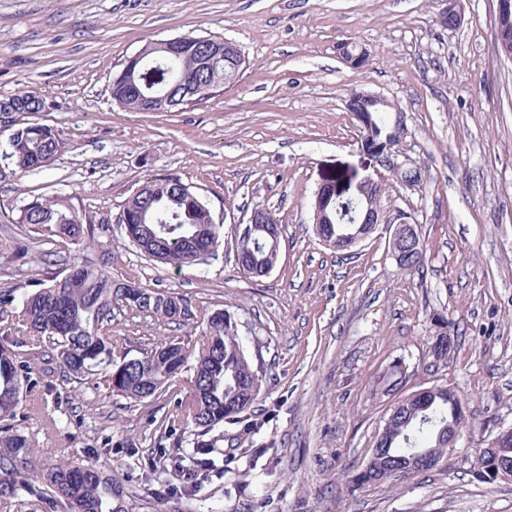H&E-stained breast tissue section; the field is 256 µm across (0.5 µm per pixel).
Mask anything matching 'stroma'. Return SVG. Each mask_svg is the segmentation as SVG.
<instances>
[{"mask_svg":"<svg viewBox=\"0 0 512 512\" xmlns=\"http://www.w3.org/2000/svg\"><path fill=\"white\" fill-rule=\"evenodd\" d=\"M445 0H0V98L25 92L44 111L20 122L50 126L66 149L44 169L0 181V292L69 266V253L29 244L23 199L57 198L83 222L108 225L114 278L179 293L192 320L146 313L112 321L114 354L170 339L195 345V317L234 312L261 339L265 424L248 435L223 425L216 472L186 493L148 486L158 449L147 438L190 391L134 401L101 383L63 377L37 361L13 426L34 445L30 466L84 460L120 479L125 512H512V481L481 483L463 455L512 425V60L494 44L493 0H461L462 24L441 26ZM234 41L246 57L235 83L168 112H137L107 90L116 66L145 44L186 33ZM371 53L354 69L336 46ZM407 114L399 145L421 164L415 189L389 182L387 216L416 222L426 255L404 275L390 230L340 253L312 223L328 176L372 174L348 112L350 89ZM172 174L195 186L223 226L216 256L180 270L145 259L115 219L144 181ZM282 226L279 261L265 277L235 262L236 226L255 203ZM455 348L430 364L433 314ZM403 359L409 389L446 383L463 392L470 426L443 464L396 484L351 487L387 409L375 377Z\"/></svg>","mask_w":512,"mask_h":512,"instance_id":"1","label":"stroma"}]
</instances>
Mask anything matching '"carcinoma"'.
Returning <instances> with one entry per match:
<instances>
[{
	"mask_svg": "<svg viewBox=\"0 0 512 512\" xmlns=\"http://www.w3.org/2000/svg\"><path fill=\"white\" fill-rule=\"evenodd\" d=\"M246 66L240 51L226 50L212 54L200 37L183 35L175 52L153 42L143 46L137 57L124 60L109 78V94L115 102L131 110L150 105L157 112L198 103L205 94L229 85ZM6 101L21 110L41 112L46 102L38 97L17 93ZM402 109L396 105L374 108L371 125L362 128L360 142L399 145L406 133V121H397ZM65 149V142L51 127L33 123L13 124L0 143V159L18 176L46 167ZM331 193L317 192L312 205L321 220L336 234L354 233L366 208L363 192L351 191L336 197V179H330ZM181 179L167 174L145 185L148 191L127 199L123 210L131 215V232L139 253L154 256V261L175 268L197 265L215 255L221 243L222 225L216 223L203 199L189 200L179 186ZM266 223L255 225L242 256L240 270L249 275L281 245L282 226L268 207L256 204ZM17 223L29 226L40 241L78 250L104 246L100 241L104 225L84 224L70 207L47 198L25 200L19 207ZM416 244L404 256L391 252L397 268L404 274L416 273L425 261L424 244L415 224L410 225ZM20 309L22 320L36 334L34 345L47 343L56 351L59 367L74 381L98 380L111 391L135 401L158 398L170 391L184 372L191 373L189 400L177 402L159 427L163 438L178 432H193L197 452L209 455L216 444L212 432L222 424H245L256 434L262 424L247 419V412L259 400L262 376L254 364L250 347L256 337L244 336L234 313L224 311L218 321L213 312L201 318L202 343L189 349L173 340L159 341L138 354L126 355L115 362L112 348V318L115 312H148L166 322H179L189 316L186 301L174 292L145 288L132 281L116 280L112 272L93 259L76 254L74 263L51 275L30 289L14 288L0 293V312L7 306ZM429 354L448 360V320H434ZM33 356L23 355L18 344L0 342V421L12 420L27 397L26 383L31 381ZM409 375L399 360H394L378 377L372 395L395 394L403 405L384 428L377 441L385 449L387 463L402 467L412 455H448V424L454 416V404L466 399L448 384H436L420 396H413L406 386ZM33 445L18 432L0 429V502H9L24 491L30 495L63 503L69 512H122L112 506L120 498L119 486L112 476L91 463L63 460L36 473L28 469Z\"/></svg>",
	"mask_w": 512,
	"mask_h": 512,
	"instance_id": "obj_1",
	"label": "carcinoma"
}]
</instances>
